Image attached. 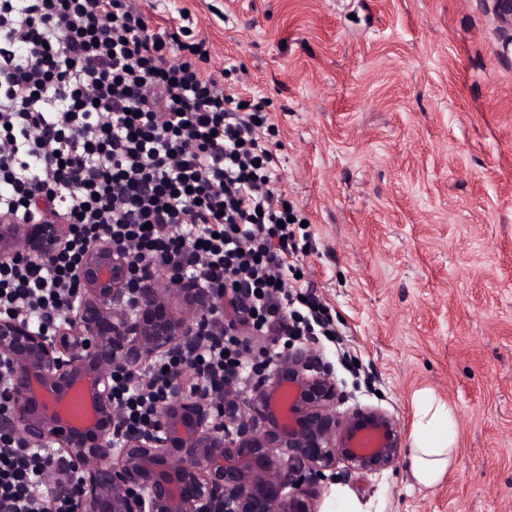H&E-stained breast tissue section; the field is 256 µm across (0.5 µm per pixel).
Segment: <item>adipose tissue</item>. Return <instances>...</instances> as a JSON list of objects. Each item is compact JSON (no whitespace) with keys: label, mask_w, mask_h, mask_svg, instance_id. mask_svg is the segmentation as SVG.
Listing matches in <instances>:
<instances>
[{"label":"adipose tissue","mask_w":512,"mask_h":512,"mask_svg":"<svg viewBox=\"0 0 512 512\" xmlns=\"http://www.w3.org/2000/svg\"><path fill=\"white\" fill-rule=\"evenodd\" d=\"M457 441L452 408L430 392L420 393L408 448L409 468L417 486L431 488L440 481L452 465Z\"/></svg>","instance_id":"adipose-tissue-1"}]
</instances>
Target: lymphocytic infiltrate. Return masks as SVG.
<instances>
[{"instance_id":"1","label":"lymphocytic infiltrate","mask_w":512,"mask_h":512,"mask_svg":"<svg viewBox=\"0 0 512 512\" xmlns=\"http://www.w3.org/2000/svg\"><path fill=\"white\" fill-rule=\"evenodd\" d=\"M155 27L139 0H0V215L59 212L68 246L46 263L0 264V315L46 320L77 292L87 245L109 236L133 277L172 265L201 287L228 288L258 337L335 333L314 298L289 292L295 229L275 186L274 126L264 99L226 94L205 40ZM233 337L205 342L194 365L216 378L268 366ZM142 388L115 380L131 429L153 423L170 373ZM47 450L0 436V512H74L43 481Z\"/></svg>"}]
</instances>
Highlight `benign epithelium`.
<instances>
[{
	"label": "benign epithelium",
	"instance_id": "1",
	"mask_svg": "<svg viewBox=\"0 0 512 512\" xmlns=\"http://www.w3.org/2000/svg\"><path fill=\"white\" fill-rule=\"evenodd\" d=\"M512 33V0H486ZM54 214L38 224L0 216V263L49 260L66 244ZM78 290L49 330L0 316V387L9 409L0 433L44 448L75 467L78 481L53 466L47 486L75 512H320L321 477L394 466L402 439L387 412L345 403L333 367L312 344L290 347L255 373L242 395L234 377L219 384L193 365L211 332L223 286L195 288L164 268L131 282L124 254L103 238L85 252ZM179 358L143 430L121 427L112 377L145 384L153 364ZM79 394L88 411L70 405Z\"/></svg>",
	"mask_w": 512,
	"mask_h": 512
}]
</instances>
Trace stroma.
Listing matches in <instances>:
<instances>
[{
    "mask_svg": "<svg viewBox=\"0 0 512 512\" xmlns=\"http://www.w3.org/2000/svg\"><path fill=\"white\" fill-rule=\"evenodd\" d=\"M186 10L224 84L262 97L278 188L305 218L289 286L333 317L318 346L347 407L410 439L415 395L458 418L454 463L328 472L362 512H512V34L484 0H146Z\"/></svg>",
    "mask_w": 512,
    "mask_h": 512,
    "instance_id": "35a3bbf8",
    "label": "stroma"
}]
</instances>
